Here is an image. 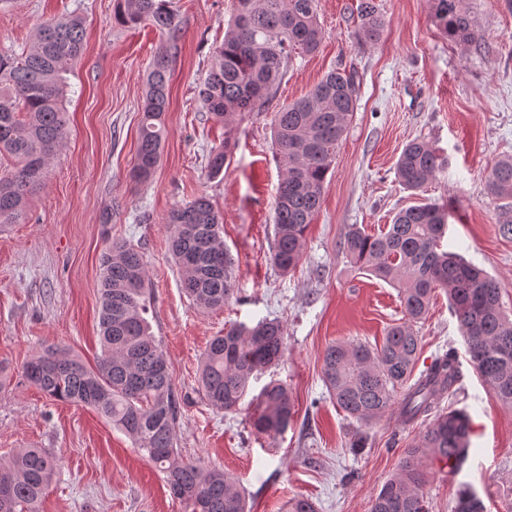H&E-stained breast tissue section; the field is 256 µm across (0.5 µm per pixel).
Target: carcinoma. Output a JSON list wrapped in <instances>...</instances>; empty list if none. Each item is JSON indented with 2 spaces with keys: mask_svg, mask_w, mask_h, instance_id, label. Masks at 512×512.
<instances>
[{
  "mask_svg": "<svg viewBox=\"0 0 512 512\" xmlns=\"http://www.w3.org/2000/svg\"><path fill=\"white\" fill-rule=\"evenodd\" d=\"M113 20L152 25L172 44L181 21L170 0H115ZM434 21L448 41L481 46L482 32L462 0H430ZM363 38L377 41L386 25L374 0H359ZM322 40L318 0H234L214 63L198 96L202 108L226 123L260 112L274 97L293 59L315 53ZM83 20L77 16L42 23L28 50L0 54V157L14 160L0 170V228L21 224L28 197L43 184L49 162L66 137L65 99L69 75L83 52ZM170 57H154L145 79L139 145L132 177L150 180L165 137ZM356 90L353 73L334 68L305 96L272 113L271 126L281 179L274 202L275 238L271 263L286 274L300 262L305 234L317 215L336 150L347 131ZM232 154L231 142L211 150L209 173L217 177ZM444 161L423 141L402 149L396 170L407 190L419 192ZM493 201H512V158L502 159L487 180ZM169 245L182 288L202 311L224 308L235 291V264L224 247L222 219L203 196L168 215ZM448 210L436 203L400 209L392 223L371 234L352 227L340 245L359 269L398 289L406 321L388 328L379 346L337 342L322 357L323 380L336 407L350 419L370 424L396 403L406 421L433 417L423 435L404 449L399 472L384 482L370 512H428L422 486L427 461L453 472L469 451L470 419L445 411L439 400L452 392L459 361L452 352L410 382L420 349L413 324L422 320L436 289L448 292L470 361L495 396L512 406V312L503 308L494 278L459 254L443 249ZM147 270L141 247L112 241L101 257L95 365L64 349L35 354L25 380L52 400L89 406L166 473L171 494L185 512H247L235 478L217 467L180 456L177 406L166 359L149 331L144 291ZM283 325L263 320L235 326L212 338L203 353L198 384L209 405L226 413L240 409L252 383L284 359ZM251 423L259 435L282 434L294 417L288 386L272 380L251 400ZM58 459L44 448H20L0 461V512H42ZM455 512H484L469 489Z\"/></svg>",
  "mask_w": 512,
  "mask_h": 512,
  "instance_id": "carcinoma-1",
  "label": "carcinoma"
}]
</instances>
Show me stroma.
<instances>
[{"label":"stroma","mask_w":512,"mask_h":512,"mask_svg":"<svg viewBox=\"0 0 512 512\" xmlns=\"http://www.w3.org/2000/svg\"><path fill=\"white\" fill-rule=\"evenodd\" d=\"M171 2L182 30L166 135L151 180L139 183L131 171L144 79L164 36L148 25H115L114 0H0L2 54H21L48 19L85 20L71 78L82 92L67 104V137L45 186L28 200L25 222L0 232V362L10 376L0 389V458L30 446L58 458L43 512H184L164 473L126 435L88 407L50 400L22 377L24 363L50 346L94 360L100 258L123 238L141 247L147 264L146 318L170 370L182 457L232 474L250 512H288L289 501L301 497L317 512H369L428 423L406 424L392 412L360 424L329 398L321 372L326 347L381 344L404 320L397 289L350 263L339 243L351 225L375 233L402 208L445 205L444 248L494 277L512 309V236L502 234L504 211L485 194L493 165L512 157V0H463L485 35L481 51L448 42L429 0H377L386 27L373 44L358 39L359 0H319V49L293 61L267 111L248 113L229 130L202 108L197 90L224 39L232 0ZM341 64L354 72L355 111L302 259L283 274L269 260L280 180L271 117ZM227 138L235 144L231 162L223 176L210 177L209 153ZM416 138L448 160L417 195L396 176L402 148ZM199 196L222 216L235 261L237 293L216 312L192 304L168 253V215ZM264 318L284 327L285 358L269 376L288 385L295 405L292 424L274 438L254 432L250 405L228 414L213 409L197 381L213 336ZM415 328L422 348L414 375L455 350L462 378L443 403L465 410L473 426L459 471L429 466L422 488L428 512H454L465 485L485 512H512V407L470 362L444 290Z\"/></svg>","instance_id":"stroma-1"}]
</instances>
